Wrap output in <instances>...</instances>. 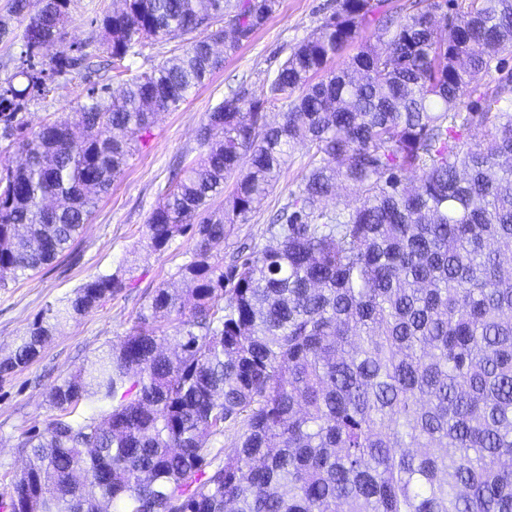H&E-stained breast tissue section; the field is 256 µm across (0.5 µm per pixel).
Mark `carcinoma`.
I'll list each match as a JSON object with an SVG mask.
<instances>
[{"label":"carcinoma","mask_w":512,"mask_h":512,"mask_svg":"<svg viewBox=\"0 0 512 512\" xmlns=\"http://www.w3.org/2000/svg\"><path fill=\"white\" fill-rule=\"evenodd\" d=\"M379 2L338 0L265 98L207 113L199 159L145 224L159 251L191 234L182 289L156 288L119 345L50 388L55 414L18 436L10 512H512V0H413L397 20ZM36 4L0 16L22 59L0 80V139L25 154L0 171V288L69 247L154 117L223 63L214 46L234 51L278 0H118L100 20L115 75L149 40L188 35L183 53L29 132L27 102L95 57L61 48L71 0ZM374 14L383 52L359 41ZM299 145L275 243L223 265L228 225ZM339 182L357 198L328 210ZM124 286L119 268L46 306L0 377ZM87 403L103 410L76 419Z\"/></svg>","instance_id":"obj_1"}]
</instances>
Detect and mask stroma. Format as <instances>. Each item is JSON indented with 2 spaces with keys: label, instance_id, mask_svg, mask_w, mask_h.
Returning a JSON list of instances; mask_svg holds the SVG:
<instances>
[{
  "label": "stroma",
  "instance_id": "35a3bbf8",
  "mask_svg": "<svg viewBox=\"0 0 512 512\" xmlns=\"http://www.w3.org/2000/svg\"><path fill=\"white\" fill-rule=\"evenodd\" d=\"M115 0H72L64 25V44L74 47L100 31L95 21L111 12ZM337 0H279L276 11L249 42L228 53L176 108L159 113L149 135L139 140L123 173L102 197L71 246L51 264L0 288V354L9 353L47 305L70 296L91 277L122 268L127 286L91 313L62 322L39 356L28 366L0 379V499L24 467L17 448L21 430L51 415L46 400L50 385L89 364L109 345L119 343L155 288L179 287L178 267L190 258L192 242L181 237L166 250L150 247L145 224L175 167L189 164L201 152L199 130L206 115L224 96L246 88L264 97L266 78L294 46L313 33L336 10ZM93 85L86 71L59 78L47 95L28 103L22 119L29 129L77 111ZM306 148H298L262 205L246 223L232 225L218 256L229 257L242 243L264 246L266 228L304 175Z\"/></svg>",
  "mask_w": 512,
  "mask_h": 512
}]
</instances>
